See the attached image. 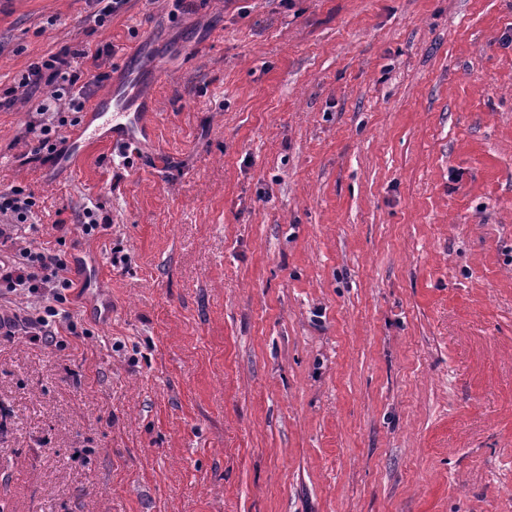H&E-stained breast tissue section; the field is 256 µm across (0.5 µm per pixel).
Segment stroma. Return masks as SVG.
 <instances>
[{"mask_svg": "<svg viewBox=\"0 0 512 512\" xmlns=\"http://www.w3.org/2000/svg\"><path fill=\"white\" fill-rule=\"evenodd\" d=\"M99 11L0 0V190L77 284L0 337V512H512V0ZM107 44L147 132L31 159L22 73Z\"/></svg>", "mask_w": 512, "mask_h": 512, "instance_id": "35a3bbf8", "label": "stroma"}]
</instances>
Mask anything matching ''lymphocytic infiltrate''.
Segmentation results:
<instances>
[{
  "label": "lymphocytic infiltrate",
  "instance_id": "f902f5d3",
  "mask_svg": "<svg viewBox=\"0 0 512 512\" xmlns=\"http://www.w3.org/2000/svg\"><path fill=\"white\" fill-rule=\"evenodd\" d=\"M102 50L72 51L63 49L48 59L29 65L20 84L29 89L47 84L53 87L51 102L40 103L36 119L30 126L34 136L33 154L48 153L61 157L66 150V138L59 133L52 104H63L65 109L79 113L91 95L94 84L104 81V74H95L91 81H82L74 68L75 59L97 64ZM35 202L22 190L0 191V303H9L15 297H30L29 306L0 316V335H24L32 339L55 337L59 326L69 322L66 305L73 282L68 276L65 254L45 247L15 248L20 232L33 215Z\"/></svg>",
  "mask_w": 512,
  "mask_h": 512
}]
</instances>
